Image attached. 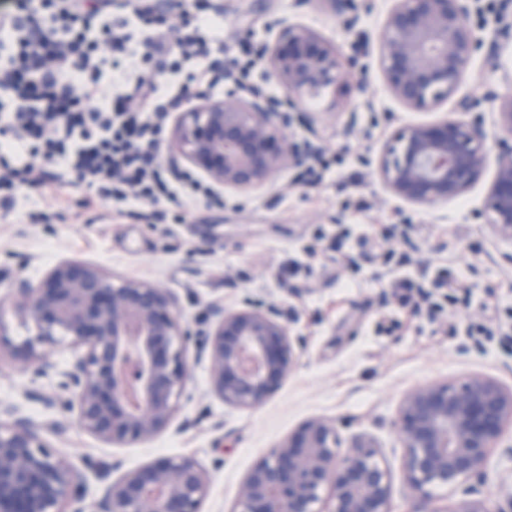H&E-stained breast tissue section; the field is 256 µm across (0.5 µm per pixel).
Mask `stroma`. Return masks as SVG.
<instances>
[{
  "mask_svg": "<svg viewBox=\"0 0 512 512\" xmlns=\"http://www.w3.org/2000/svg\"><path fill=\"white\" fill-rule=\"evenodd\" d=\"M224 41L264 45L281 16L315 28L355 59L356 76L335 95L310 100L294 138L315 134L332 164L323 177L283 170L266 186L230 192L221 209L200 206L185 220L163 206L153 215L134 207L115 216L100 200L82 220H36L38 191L17 201L0 222V291L41 277L62 260H79L119 278L157 283L179 300L184 318L202 326L210 304L239 308L256 298L285 312L297 337L296 369L261 406L225 404L211 389L201 345L186 352L190 378L170 427L146 444L106 445L79 428L52 444L80 470L112 465L113 477L161 456H190L209 479L202 512H233L253 464L309 419L336 423L342 450L370 446L390 469L391 512L411 507L402 473L395 420L403 395L434 380L452 383L472 373L512 386V244L499 240L480 212L493 169L463 198L432 207L387 195L370 166L392 133L413 122L467 121L444 104L412 111L388 92L378 63V35L387 7L373 0L355 22L336 17L322 0H223ZM512 85V41L495 68L474 66L461 90L477 96ZM460 288L446 303L440 273ZM430 293L444 310L430 315L412 299L408 316L390 284L400 275ZM54 356L55 370L16 369L0 355V406L34 421L45 413L28 394L50 390L56 370L72 359ZM475 489L494 506L512 492V427L492 450L488 478Z\"/></svg>",
  "mask_w": 512,
  "mask_h": 512,
  "instance_id": "obj_1",
  "label": "stroma"
}]
</instances>
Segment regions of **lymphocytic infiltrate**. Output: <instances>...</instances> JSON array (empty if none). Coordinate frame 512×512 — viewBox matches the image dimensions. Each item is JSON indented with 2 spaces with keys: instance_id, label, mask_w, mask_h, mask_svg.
<instances>
[{
  "instance_id": "f902f5d3",
  "label": "lymphocytic infiltrate",
  "mask_w": 512,
  "mask_h": 512,
  "mask_svg": "<svg viewBox=\"0 0 512 512\" xmlns=\"http://www.w3.org/2000/svg\"><path fill=\"white\" fill-rule=\"evenodd\" d=\"M192 13L189 29L171 23L157 0H17L0 12V201L24 188L48 189L58 216L106 197L126 207L171 203L193 212L222 206L191 174L160 157L170 109L189 83L224 89L223 7L172 0ZM166 59L156 71L147 59Z\"/></svg>"
}]
</instances>
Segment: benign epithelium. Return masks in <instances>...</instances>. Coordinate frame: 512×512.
<instances>
[{"label":"benign epithelium","instance_id":"7a95c632","mask_svg":"<svg viewBox=\"0 0 512 512\" xmlns=\"http://www.w3.org/2000/svg\"><path fill=\"white\" fill-rule=\"evenodd\" d=\"M483 11L481 0H392L383 21L379 63L390 94L413 110L453 100L457 111L475 113L470 123L410 124L385 144L377 180L406 203L460 198L488 166L481 101L461 93V85L476 62L495 67L512 25L475 24ZM274 27L264 62L288 93V111L251 89L222 98L199 94L162 143L165 161L179 171H201L216 192L253 190L284 169L317 160L322 147L316 139L288 136L293 108L354 78L352 64L315 30L287 18ZM485 98L500 136L483 214L496 235L512 243V88L490 90ZM6 307L27 330L16 337L0 324V352L18 369L54 368L62 345L76 355L57 372L55 390L31 393L47 412L43 421L5 410L11 419L0 421V512H86L85 477L49 437L75 425L110 446L153 440L174 418L189 376L185 353L196 336L204 337L211 388L226 404H264L296 365L286 320L255 301L233 311L213 304L208 327L192 332L169 290L116 280L81 261L59 262L38 281L17 280L0 295V311ZM509 423L512 388L490 377L409 390L396 421L409 512H447L435 490L452 492L485 479ZM96 471L106 484L94 512H201L209 489L189 456L160 457L115 481L109 471ZM391 496L390 471L375 453L355 447L340 454L336 424L315 418L253 465L234 512H390ZM455 512L492 508L473 496Z\"/></svg>","mask_w":512,"mask_h":512}]
</instances>
